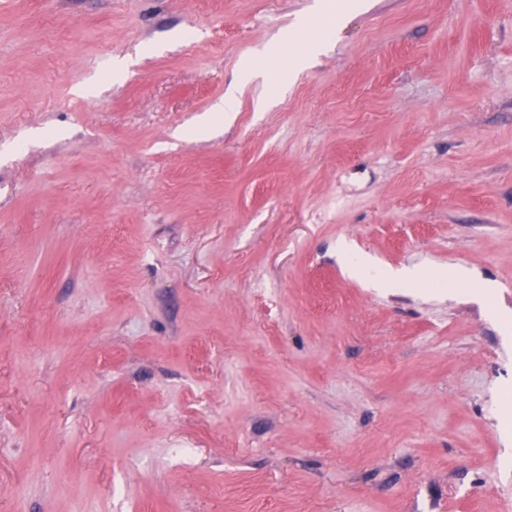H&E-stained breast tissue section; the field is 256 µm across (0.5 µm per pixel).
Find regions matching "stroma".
Segmentation results:
<instances>
[{"label":"stroma","mask_w":512,"mask_h":512,"mask_svg":"<svg viewBox=\"0 0 512 512\" xmlns=\"http://www.w3.org/2000/svg\"><path fill=\"white\" fill-rule=\"evenodd\" d=\"M312 2L0 0V512H512V0H368L183 136ZM337 251L340 259L351 273L368 279L377 287L386 286L398 277L411 281L419 280L422 285L433 283L424 278L423 273L419 274L417 270H409L400 276L383 270L375 266L367 257L357 253L348 246L341 245Z\"/></svg>","instance_id":"1"}]
</instances>
